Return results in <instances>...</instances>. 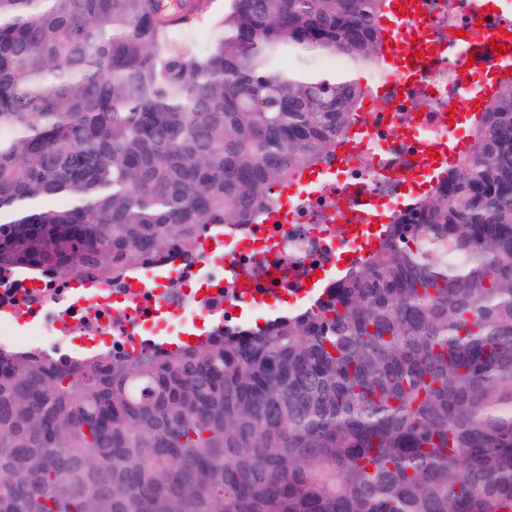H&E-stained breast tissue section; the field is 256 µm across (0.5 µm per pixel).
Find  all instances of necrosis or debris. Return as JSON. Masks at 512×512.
Instances as JSON below:
<instances>
[{
	"label": "necrosis or debris",
	"instance_id": "4bbe7bcc",
	"mask_svg": "<svg viewBox=\"0 0 512 512\" xmlns=\"http://www.w3.org/2000/svg\"><path fill=\"white\" fill-rule=\"evenodd\" d=\"M480 20L483 29L511 24L512 14L487 13L483 0H423L408 36L416 52ZM490 46L468 56L446 53L411 76L387 78L388 94L369 111L367 140L358 152L335 156L327 180L280 199L293 216L288 234L271 240L261 225L231 237L221 252L172 251L131 276L105 284L65 272L51 278L18 275L0 281V350H32L69 364L99 351L135 356L153 337H193L198 327L232 322L244 300L235 282L256 276L253 309L305 294L312 275L331 280L355 242L344 226L365 223L369 208L403 210L413 178L428 166L426 145L445 139L442 120L461 106L474 79L493 69Z\"/></svg>",
	"mask_w": 512,
	"mask_h": 512
}]
</instances>
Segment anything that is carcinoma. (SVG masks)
Here are the masks:
<instances>
[{
	"mask_svg": "<svg viewBox=\"0 0 512 512\" xmlns=\"http://www.w3.org/2000/svg\"><path fill=\"white\" fill-rule=\"evenodd\" d=\"M204 5L0 0V280L192 253L336 154L391 0H224L200 49ZM0 512H512V76L309 305L127 358L0 351Z\"/></svg>",
	"mask_w": 512,
	"mask_h": 512,
	"instance_id": "1",
	"label": "carcinoma"
}]
</instances>
